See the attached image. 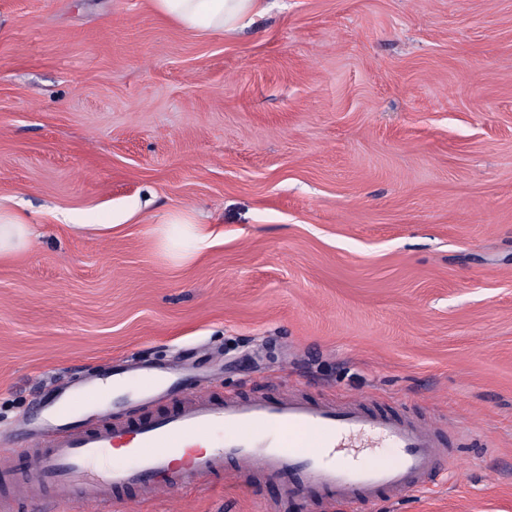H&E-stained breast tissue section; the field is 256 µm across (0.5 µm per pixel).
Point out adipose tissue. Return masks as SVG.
I'll use <instances>...</instances> for the list:
<instances>
[{"mask_svg":"<svg viewBox=\"0 0 512 512\" xmlns=\"http://www.w3.org/2000/svg\"><path fill=\"white\" fill-rule=\"evenodd\" d=\"M148 4L168 22L204 38L235 32L263 12V0H148ZM161 233L185 259L195 258L209 245L208 234L189 215L171 219ZM32 237L25 215L0 210V260L28 249Z\"/></svg>","mask_w":512,"mask_h":512,"instance_id":"obj_1","label":"adipose tissue"}]
</instances>
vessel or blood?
<instances>
[{
    "mask_svg": "<svg viewBox=\"0 0 512 512\" xmlns=\"http://www.w3.org/2000/svg\"><path fill=\"white\" fill-rule=\"evenodd\" d=\"M181 378V371L131 359L61 387L46 425L25 429L36 446L25 465L17 464L12 449L0 448V482L33 499L112 512L124 489L137 488L142 498L175 496L190 485L207 487L231 461L240 471L287 477L294 492L316 483L338 501L368 504L384 491L400 496L423 488L448 456L439 434L425 424L357 401L336 406L298 394L216 401L197 391L167 415L91 429L78 420L87 406H107L126 380L148 400ZM115 451L124 465L108 464Z\"/></svg>",
    "mask_w": 512,
    "mask_h": 512,
    "instance_id": "vessel-or-blood-1",
    "label": "vessel or blood"
}]
</instances>
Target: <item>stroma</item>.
Instances as JSON below:
<instances>
[{
  "label": "stroma",
  "instance_id": "35a3bbf8",
  "mask_svg": "<svg viewBox=\"0 0 512 512\" xmlns=\"http://www.w3.org/2000/svg\"><path fill=\"white\" fill-rule=\"evenodd\" d=\"M201 39L146 0H0V441L100 363L432 422L375 504L215 479L186 512H512V0H265ZM177 212L210 245L177 262ZM32 224L20 212L0 210V260L10 259L29 248Z\"/></svg>",
  "mask_w": 512,
  "mask_h": 512
}]
</instances>
